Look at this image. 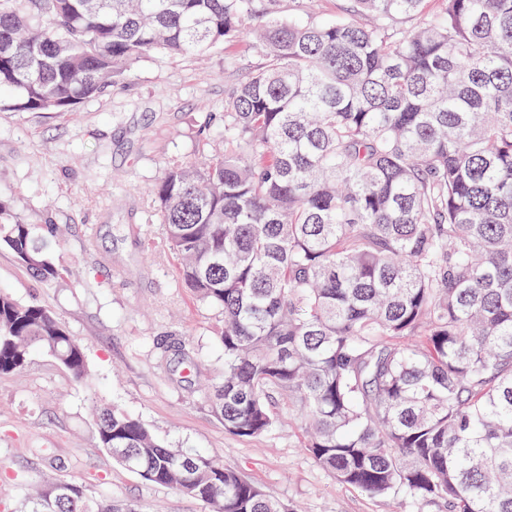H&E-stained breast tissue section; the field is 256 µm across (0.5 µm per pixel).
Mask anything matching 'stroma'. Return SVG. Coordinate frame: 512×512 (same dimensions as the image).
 Returning <instances> with one entry per match:
<instances>
[{
    "label": "stroma",
    "instance_id": "35a3bbf8",
    "mask_svg": "<svg viewBox=\"0 0 512 512\" xmlns=\"http://www.w3.org/2000/svg\"><path fill=\"white\" fill-rule=\"evenodd\" d=\"M257 63L247 41L202 54L153 53L110 92L68 112L0 111V201L33 225L57 276L41 282L0 248V290L49 309L84 346L90 385L50 353L0 375V512H17L42 480L64 477L143 512H206L98 448L107 403L163 440L207 449L295 512H445L441 503L372 497L336 484L302 443L287 397L267 433L225 432L204 383L219 381L221 312L186 288L152 188L169 168L223 156L224 86Z\"/></svg>",
    "mask_w": 512,
    "mask_h": 512
}]
</instances>
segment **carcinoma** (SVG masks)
I'll use <instances>...</instances> for the list:
<instances>
[{"mask_svg":"<svg viewBox=\"0 0 512 512\" xmlns=\"http://www.w3.org/2000/svg\"><path fill=\"white\" fill-rule=\"evenodd\" d=\"M258 58L224 89V140L154 186L182 277L219 309L224 430L277 422L336 483L447 512H512V0H0V110L63 112L148 55L239 38ZM57 269L34 227L0 247ZM36 350L75 382L85 349L0 291V374ZM97 446L208 512H292L204 448L119 408ZM67 486L62 497L57 485ZM21 512H141L46 482Z\"/></svg>","mask_w":512,"mask_h":512,"instance_id":"cac0c4a2","label":"carcinoma"}]
</instances>
